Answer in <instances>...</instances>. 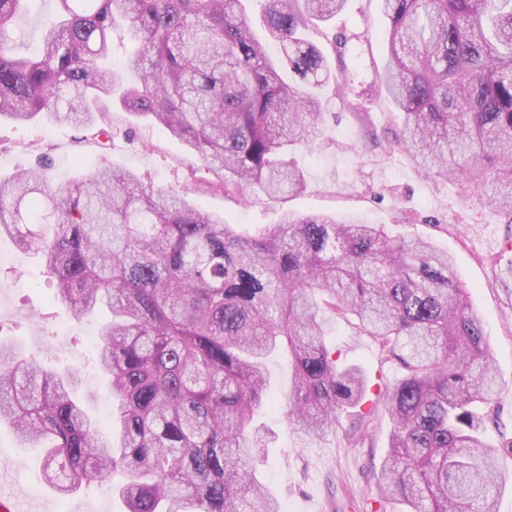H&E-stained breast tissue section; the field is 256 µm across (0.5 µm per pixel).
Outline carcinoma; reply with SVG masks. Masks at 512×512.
<instances>
[{
    "label": "carcinoma",
    "instance_id": "carcinoma-1",
    "mask_svg": "<svg viewBox=\"0 0 512 512\" xmlns=\"http://www.w3.org/2000/svg\"><path fill=\"white\" fill-rule=\"evenodd\" d=\"M25 2L0 0V118L68 123L108 149L112 129L97 120L116 96L181 140L216 190L305 188L284 156L318 137L317 90L330 71L300 30L346 0H265L263 40L241 0H55L34 58L8 36ZM381 2L379 86L403 116L389 148L474 183L512 215V0ZM118 24L138 51L111 69ZM46 167L0 180V233L40 254L75 321L102 307L111 315L94 344L112 394L110 438L72 397L69 375L0 344V425L45 446L42 478L59 496L119 471L127 512H281L251 465L268 358L286 346L294 360L293 429L325 432L364 393L359 370L340 367L325 343L327 309L354 316L406 369L388 398L380 497L408 512H497L512 471L482 435L496 378L447 253L351 213L285 212L243 233L131 169L50 187ZM44 224L49 241L36 230Z\"/></svg>",
    "mask_w": 512,
    "mask_h": 512
}]
</instances>
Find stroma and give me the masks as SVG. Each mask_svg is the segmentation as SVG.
<instances>
[{
	"instance_id": "35a3bbf8",
	"label": "stroma",
	"mask_w": 512,
	"mask_h": 512,
	"mask_svg": "<svg viewBox=\"0 0 512 512\" xmlns=\"http://www.w3.org/2000/svg\"><path fill=\"white\" fill-rule=\"evenodd\" d=\"M53 9V0H34L11 33L17 51L37 47L41 21ZM386 27L380 0H347L336 17L305 30V39L325 53L334 79L323 89L327 109L318 139L289 156L304 174L303 193L271 198L253 187L215 190L210 173L180 141L117 103L105 114L117 133L108 150L99 148L89 132L63 123L1 119L0 175L28 168L44 153L51 182L103 166L132 169L154 188L188 192L195 208L224 214L243 232L275 224L286 210L353 212L392 234L432 241L452 257L487 334L497 391L484 438L501 448L512 443V274L507 271L512 253L500 247L512 239V215L485 205L469 181H442L404 151L386 148V140L402 127L391 100L378 90ZM17 253L14 240L1 236L0 256L6 261L0 263V341L21 348L47 371H73L76 396L91 417L106 420V380L97 369L91 338L107 313L77 322L66 309L50 306L54 289L41 258L28 253L21 262H11ZM322 319L326 344L340 365L365 372V399L342 410L336 427L321 435L290 428L286 398L294 370L287 350L275 352L268 360L273 403L253 421L267 439L256 463L257 478L283 512H402L401 503L379 502L378 484L392 431L385 401L404 367L373 337L360 334L353 319L329 311ZM41 460L40 449L24 447L9 428L0 429V492H21L24 512H123L108 481L61 498L43 483Z\"/></svg>"
}]
</instances>
